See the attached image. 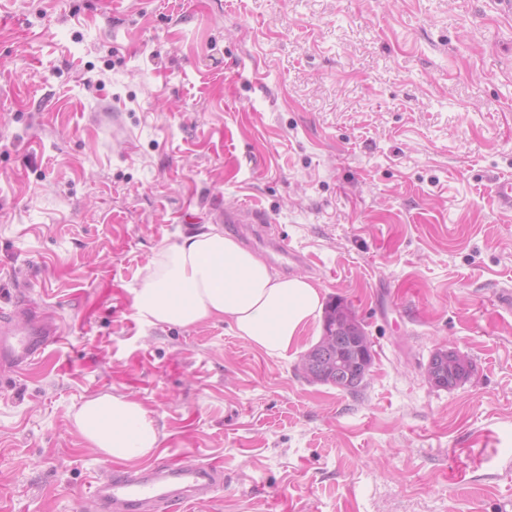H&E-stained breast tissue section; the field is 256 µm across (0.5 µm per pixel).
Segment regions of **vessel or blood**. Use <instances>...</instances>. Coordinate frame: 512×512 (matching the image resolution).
<instances>
[{
	"label": "vessel or blood",
	"instance_id": "vessel-or-blood-1",
	"mask_svg": "<svg viewBox=\"0 0 512 512\" xmlns=\"http://www.w3.org/2000/svg\"><path fill=\"white\" fill-rule=\"evenodd\" d=\"M219 220L236 225L251 245L260 244L276 255L307 264L303 253L288 248L272 236L261 209L238 207L217 211ZM62 339V332L46 314L34 306L0 315V373L25 370L45 351ZM92 496L98 512H175L177 506L210 500L224 487L222 465L199 460L153 462L131 471L96 474Z\"/></svg>",
	"mask_w": 512,
	"mask_h": 512
}]
</instances>
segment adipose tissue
Here are the masks:
<instances>
[{
	"instance_id": "ef3b65f1",
	"label": "adipose tissue",
	"mask_w": 512,
	"mask_h": 512,
	"mask_svg": "<svg viewBox=\"0 0 512 512\" xmlns=\"http://www.w3.org/2000/svg\"><path fill=\"white\" fill-rule=\"evenodd\" d=\"M323 306L324 293L309 277L282 275L214 225L163 249L134 295L137 314L149 323L223 320L276 358L297 349ZM73 422L88 444L116 462L142 459L158 443L144 408L123 395L87 399Z\"/></svg>"
}]
</instances>
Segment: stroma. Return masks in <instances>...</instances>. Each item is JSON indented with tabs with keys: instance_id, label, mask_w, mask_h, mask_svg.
Here are the masks:
<instances>
[{
	"instance_id": "obj_1",
	"label": "stroma",
	"mask_w": 512,
	"mask_h": 512,
	"mask_svg": "<svg viewBox=\"0 0 512 512\" xmlns=\"http://www.w3.org/2000/svg\"><path fill=\"white\" fill-rule=\"evenodd\" d=\"M512 14L493 0H0V308L66 333L0 377V512H97L73 414L142 404L192 512H512ZM262 208L373 343L358 395L229 324L154 325L145 267ZM440 348L470 378L431 386Z\"/></svg>"
}]
</instances>
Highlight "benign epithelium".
<instances>
[{"label":"benign epithelium","mask_w":512,"mask_h":512,"mask_svg":"<svg viewBox=\"0 0 512 512\" xmlns=\"http://www.w3.org/2000/svg\"><path fill=\"white\" fill-rule=\"evenodd\" d=\"M370 339L359 335L353 315L345 314L323 336V345L311 348L302 357L300 369L311 380L334 382L349 391L369 376ZM471 373L470 360L453 349L435 351L425 369L427 381L438 387L459 383Z\"/></svg>","instance_id":"7a95c632"}]
</instances>
